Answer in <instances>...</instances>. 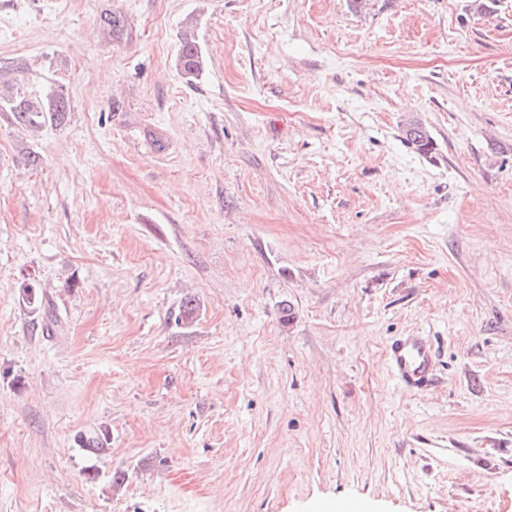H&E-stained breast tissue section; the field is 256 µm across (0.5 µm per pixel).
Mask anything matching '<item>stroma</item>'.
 <instances>
[{"instance_id": "35a3bbf8", "label": "stroma", "mask_w": 512, "mask_h": 512, "mask_svg": "<svg viewBox=\"0 0 512 512\" xmlns=\"http://www.w3.org/2000/svg\"><path fill=\"white\" fill-rule=\"evenodd\" d=\"M0 90V512H512V0H0ZM206 65V58L190 27L181 34L178 51L177 66L185 78H197ZM0 106L12 113L17 124L37 128L46 120L60 119L67 112L69 101L62 94L51 90L36 100L2 97L0 94ZM405 141L423 155L432 153L434 148L433 139L427 128L415 118L407 120L403 129ZM387 361L396 381L410 391H425L434 384V357L425 336L394 340L387 349Z\"/></svg>"}]
</instances>
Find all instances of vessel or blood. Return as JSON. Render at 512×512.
Listing matches in <instances>:
<instances>
[{
    "label": "vessel or blood",
    "mask_w": 512,
    "mask_h": 512,
    "mask_svg": "<svg viewBox=\"0 0 512 512\" xmlns=\"http://www.w3.org/2000/svg\"><path fill=\"white\" fill-rule=\"evenodd\" d=\"M391 374L404 388L421 392L435 381L431 345L423 336H404L394 340L387 349Z\"/></svg>",
    "instance_id": "b4317fda"
}]
</instances>
